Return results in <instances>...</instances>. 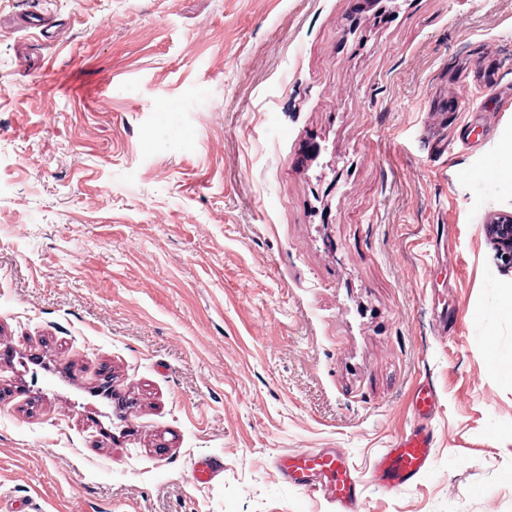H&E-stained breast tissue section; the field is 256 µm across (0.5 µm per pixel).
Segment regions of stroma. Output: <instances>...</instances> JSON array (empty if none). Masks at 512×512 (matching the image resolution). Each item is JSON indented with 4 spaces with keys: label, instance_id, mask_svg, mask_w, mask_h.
I'll return each instance as SVG.
<instances>
[{
    "label": "stroma",
    "instance_id": "stroma-1",
    "mask_svg": "<svg viewBox=\"0 0 512 512\" xmlns=\"http://www.w3.org/2000/svg\"><path fill=\"white\" fill-rule=\"evenodd\" d=\"M37 2L0 0V504L334 512L274 467L330 448L364 512H512V0H46L20 30ZM423 423L426 472L379 483ZM488 170L494 177L512 182V133L503 138L488 159ZM488 232L493 241L501 248V256L505 255L508 264L512 265V217L500 218L492 224H487Z\"/></svg>",
    "mask_w": 512,
    "mask_h": 512
}]
</instances>
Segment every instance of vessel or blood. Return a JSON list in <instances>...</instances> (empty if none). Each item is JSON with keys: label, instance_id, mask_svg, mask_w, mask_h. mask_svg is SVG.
Wrapping results in <instances>:
<instances>
[{"label": "vessel or blood", "instance_id": "vessel-or-blood-1", "mask_svg": "<svg viewBox=\"0 0 512 512\" xmlns=\"http://www.w3.org/2000/svg\"><path fill=\"white\" fill-rule=\"evenodd\" d=\"M433 444V432L424 427L412 428L395 439L376 465L378 481L394 488L413 484L427 470ZM275 467L288 480L327 498L336 512H362L357 482L336 453L287 452L276 458Z\"/></svg>", "mask_w": 512, "mask_h": 512}]
</instances>
